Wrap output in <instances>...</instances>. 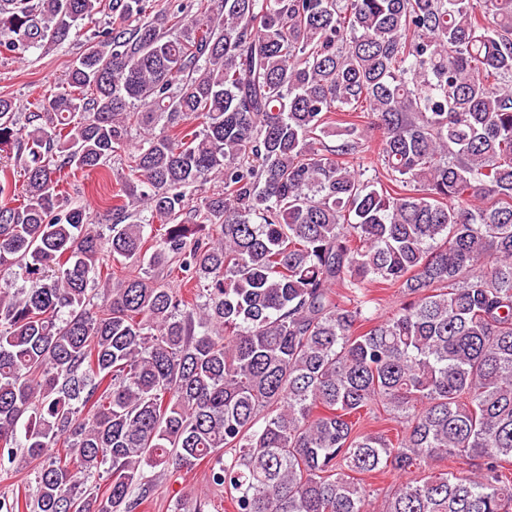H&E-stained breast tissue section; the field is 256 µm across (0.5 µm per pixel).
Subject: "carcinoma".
<instances>
[{
    "label": "carcinoma",
    "instance_id": "obj_1",
    "mask_svg": "<svg viewBox=\"0 0 512 512\" xmlns=\"http://www.w3.org/2000/svg\"><path fill=\"white\" fill-rule=\"evenodd\" d=\"M153 9L0 0L22 60L117 20L25 123L0 97V512H140L202 462L233 512H512V0ZM116 157L105 234L61 173Z\"/></svg>",
    "mask_w": 512,
    "mask_h": 512
}]
</instances>
